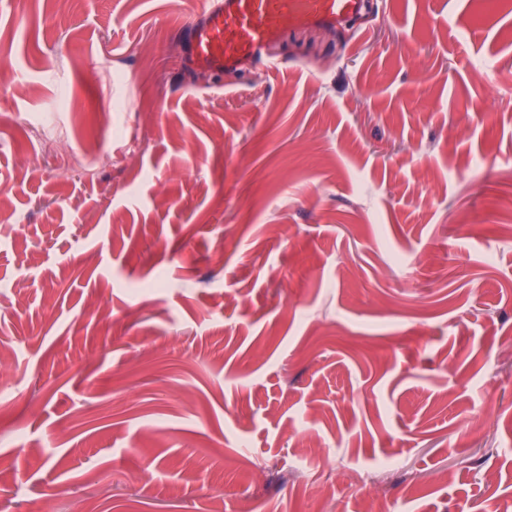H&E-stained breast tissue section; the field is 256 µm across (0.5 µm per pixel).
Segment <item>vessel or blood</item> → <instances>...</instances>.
Listing matches in <instances>:
<instances>
[{
	"label": "vessel or blood",
	"instance_id": "1",
	"mask_svg": "<svg viewBox=\"0 0 512 512\" xmlns=\"http://www.w3.org/2000/svg\"><path fill=\"white\" fill-rule=\"evenodd\" d=\"M362 6L363 0H204L203 17L188 32L187 57L215 72L256 62L273 69L267 49L284 30L334 25L356 17Z\"/></svg>",
	"mask_w": 512,
	"mask_h": 512
}]
</instances>
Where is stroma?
<instances>
[{"mask_svg":"<svg viewBox=\"0 0 512 512\" xmlns=\"http://www.w3.org/2000/svg\"><path fill=\"white\" fill-rule=\"evenodd\" d=\"M368 9L0 0V512H512V0ZM363 0H205L203 17L188 32L187 57L215 72L238 70L263 62L284 30L303 25H335L356 17Z\"/></svg>","mask_w":512,"mask_h":512,"instance_id":"stroma-1","label":"stroma"}]
</instances>
